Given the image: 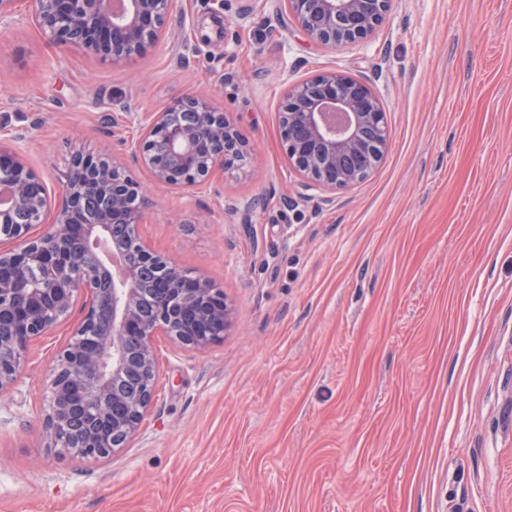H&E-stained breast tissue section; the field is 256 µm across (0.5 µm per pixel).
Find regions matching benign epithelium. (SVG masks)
Listing matches in <instances>:
<instances>
[{
	"label": "benign epithelium",
	"instance_id": "obj_1",
	"mask_svg": "<svg viewBox=\"0 0 512 512\" xmlns=\"http://www.w3.org/2000/svg\"><path fill=\"white\" fill-rule=\"evenodd\" d=\"M32 21L53 43L114 64L143 57L166 28L177 0H27ZM390 0H284L313 41L339 45L368 38ZM281 134L305 184L350 188L381 162L390 132L379 99L364 82L336 71L288 88ZM247 153L224 109L185 95L152 113L131 143L152 185L133 181L122 163L82 149L70 157L58 198L16 153L0 151V393L17 382L30 344L90 298L50 373L46 432L52 448L107 458L137 434L158 380L156 336L204 349L232 322L224 294L146 249L143 264L115 275L88 266L85 250L114 239L116 225L144 223L151 186L182 189L209 179ZM157 274L152 312L140 306L142 273Z\"/></svg>",
	"mask_w": 512,
	"mask_h": 512
}]
</instances>
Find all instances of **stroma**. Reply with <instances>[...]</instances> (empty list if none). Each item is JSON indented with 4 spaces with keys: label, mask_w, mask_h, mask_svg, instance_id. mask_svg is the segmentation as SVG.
<instances>
[{
    "label": "stroma",
    "mask_w": 512,
    "mask_h": 512,
    "mask_svg": "<svg viewBox=\"0 0 512 512\" xmlns=\"http://www.w3.org/2000/svg\"><path fill=\"white\" fill-rule=\"evenodd\" d=\"M364 81L390 131L344 190L288 164L290 84ZM219 90L245 160L157 188L143 246L223 291L232 325L154 341L137 436L103 459L49 447L70 318L0 394V512H512V0H391L367 39L312 41L282 0H182L126 64L0 24V148L58 195L82 147L123 161L147 113Z\"/></svg>",
    "instance_id": "1"
}]
</instances>
